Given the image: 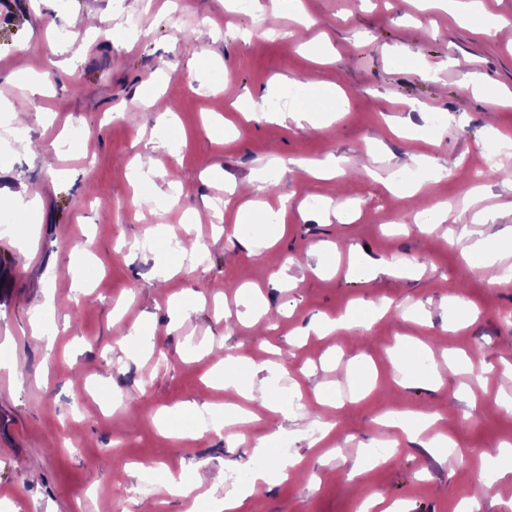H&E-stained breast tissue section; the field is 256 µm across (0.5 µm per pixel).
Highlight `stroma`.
<instances>
[{
	"mask_svg": "<svg viewBox=\"0 0 512 512\" xmlns=\"http://www.w3.org/2000/svg\"><path fill=\"white\" fill-rule=\"evenodd\" d=\"M466 19L448 0H27L0 16V106L20 129L0 137V507L6 512H185L186 501L146 490L136 462L214 476L226 459L276 437L268 483L241 512H455L488 478L484 457L512 445V280L489 283L457 239L512 227V178L488 174L485 150L512 136V106L490 109L476 83L512 90V0H481ZM138 13L130 39H113L124 13ZM273 19L286 38L253 35ZM67 40H58L59 31ZM336 85L325 106L311 77ZM174 102L173 124L138 110L148 94ZM265 97L281 120L245 121L233 108ZM318 109L299 126L295 107ZM90 134L68 142V128ZM332 158L335 177L306 166ZM233 188L223 214L218 189ZM35 191L39 209L19 197ZM284 201L257 213L253 233L272 239L252 252L240 242V206ZM447 206V222L423 233L406 225L408 201ZM152 205L160 217L144 221ZM192 237L199 255L162 250ZM156 241L145 249L146 241ZM336 249L318 272L320 246ZM403 258L410 277L350 270L360 254ZM84 262L90 276L77 282ZM171 269L158 281L160 265ZM268 311L245 322L237 301L244 274ZM52 298L42 315L35 301ZM477 311L456 327L449 297ZM191 303L172 323L169 304ZM387 311L365 327L308 333L321 316L353 304ZM424 354L441 382L401 377L400 343ZM244 356L260 366L254 396L284 401L287 416L259 411L234 441L210 429L208 413L187 424L185 404L221 405L216 365ZM362 360L374 387L348 376ZM330 390L334 406L318 403ZM425 408L452 447L431 455L385 427L388 414ZM175 413L162 430L156 412ZM326 442L311 444L322 422ZM390 442L371 464L368 449Z\"/></svg>",
	"mask_w": 512,
	"mask_h": 512,
	"instance_id": "1",
	"label": "stroma"
}]
</instances>
